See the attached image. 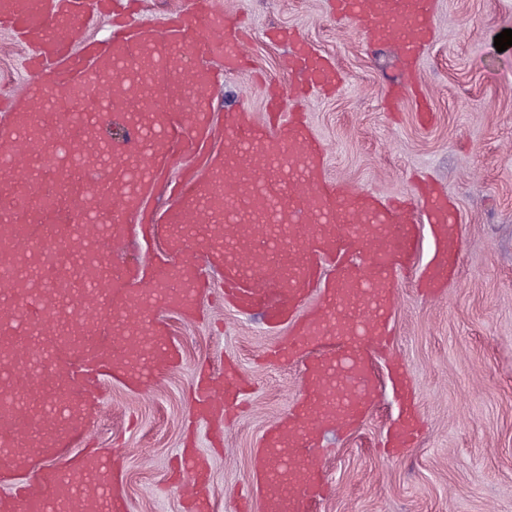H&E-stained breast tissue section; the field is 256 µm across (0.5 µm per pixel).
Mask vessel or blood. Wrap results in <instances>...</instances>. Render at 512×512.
<instances>
[{
    "label": "vessel or blood",
    "instance_id": "1",
    "mask_svg": "<svg viewBox=\"0 0 512 512\" xmlns=\"http://www.w3.org/2000/svg\"><path fill=\"white\" fill-rule=\"evenodd\" d=\"M141 0H0V26L10 28L24 56L22 92L0 94V512H128L119 462L86 447L105 386L144 390L152 375L179 360L165 325L144 336L90 344L91 322L64 313L81 304L98 317L128 320L162 305L186 322L199 320L213 286L204 268L221 270L222 297L236 311L264 307L288 335L274 347L277 363L303 365L304 391L286 418L261 438L252 477L265 512H313L325 473L315 452L321 425L358 427L377 396L375 352L387 346L396 300L395 277L415 265L420 224L433 244L417 279L427 297L447 288L462 226L433 185L415 186L413 201L334 183L326 151L298 113L269 99L263 121L238 108L224 115V148L207 150L210 111L225 75L247 71L238 24L214 0H190L165 24L138 21ZM339 18L355 21L371 42H397L417 60L435 38V0H334ZM106 19L110 37L84 35L89 17ZM295 55L304 84L336 89L333 61L303 40ZM191 106L169 111L168 102ZM117 107L129 131L112 157L111 180L78 163L77 145L100 131L106 106ZM54 133L45 142L44 133ZM203 155L206 170L184 172L175 186L182 203L164 223L145 209L164 168L178 156ZM134 218L144 234L166 241L184 261L143 265L124 255L106 267ZM316 303H309L311 292ZM70 353L50 376L42 337ZM392 384L406 404L387 436L391 452L408 447L422 424L410 408L406 368L391 362ZM246 386L235 364L221 377L198 367L188 425H205L212 447ZM98 478L103 494L75 492L52 462ZM180 468L193 488L186 512H210L204 491L211 471L193 435Z\"/></svg>",
    "mask_w": 512,
    "mask_h": 512
}]
</instances>
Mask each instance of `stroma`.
<instances>
[{
	"label": "stroma",
	"mask_w": 512,
	"mask_h": 512,
	"mask_svg": "<svg viewBox=\"0 0 512 512\" xmlns=\"http://www.w3.org/2000/svg\"><path fill=\"white\" fill-rule=\"evenodd\" d=\"M216 3L243 19L246 52L280 84L283 112L306 114L331 181L390 199L413 195L424 176L462 219L459 271L444 294L425 297L406 275L396 280L394 353L408 367L424 434L400 456L384 453L379 443L399 415L386 387L361 426L322 430L331 491L318 512H512V54L492 45L512 30V0H436L437 38L416 70L419 94L392 104L386 85L405 66L398 44L367 42L336 19L331 0ZM274 29L296 31L331 56L341 88L297 98L303 72L286 67L291 47L269 38ZM239 107L264 117L265 90L246 74L225 77L216 96L214 146L224 145L225 110ZM153 314L181 365L140 392L109 383L89 436L119 459L129 512H183L170 476L193 371L204 360L236 361L253 383L245 409L227 426L222 453H211L205 428L197 442L209 456L214 512H237L235 492L251 480L262 435L301 394L296 370L258 361L284 333L217 298L205 300L196 323L163 308Z\"/></svg>",
	"instance_id": "stroma-1"
}]
</instances>
